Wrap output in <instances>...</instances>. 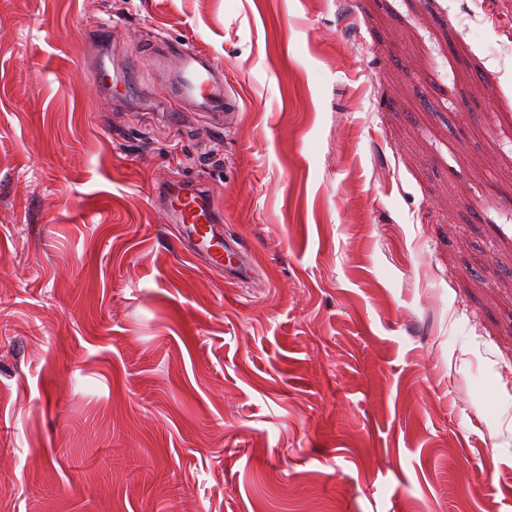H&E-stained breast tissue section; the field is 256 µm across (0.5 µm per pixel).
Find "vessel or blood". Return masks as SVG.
I'll list each match as a JSON object with an SVG mask.
<instances>
[{
  "instance_id": "b4317fda",
  "label": "vessel or blood",
  "mask_w": 512,
  "mask_h": 512,
  "mask_svg": "<svg viewBox=\"0 0 512 512\" xmlns=\"http://www.w3.org/2000/svg\"><path fill=\"white\" fill-rule=\"evenodd\" d=\"M174 104L188 103L197 111L211 115L234 108L235 98L224 89L222 68L192 48L178 53L173 62ZM208 194L201 187L186 184L171 187L160 183L154 194L155 203L182 228L194 243L195 253L204 255L213 269L238 277L248 276L253 260L247 251L227 246L219 234L218 213L208 204Z\"/></svg>"
}]
</instances>
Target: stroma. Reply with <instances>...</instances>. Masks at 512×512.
I'll return each instance as SVG.
<instances>
[{"instance_id":"35a3bbf8","label":"stroma","mask_w":512,"mask_h":512,"mask_svg":"<svg viewBox=\"0 0 512 512\" xmlns=\"http://www.w3.org/2000/svg\"><path fill=\"white\" fill-rule=\"evenodd\" d=\"M0 512H512V0H0ZM173 72L171 109L180 108L181 102L211 115L234 108L236 99L224 90L222 68L195 49L185 48L174 57ZM208 194L201 187L183 183V187H171L159 183L154 201L170 217L175 227L183 229L194 243V252L203 254L213 269L228 273L238 280L252 272L253 260L245 250L226 246L216 224L220 223L218 213L206 202Z\"/></svg>"}]
</instances>
